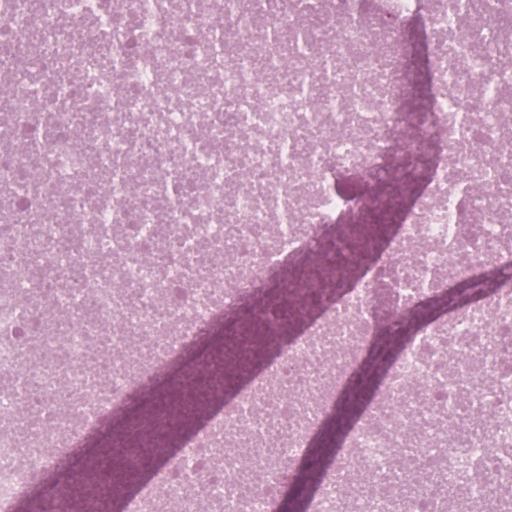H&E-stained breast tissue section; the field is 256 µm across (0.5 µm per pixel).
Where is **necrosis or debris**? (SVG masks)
<instances>
[{
  "mask_svg": "<svg viewBox=\"0 0 512 512\" xmlns=\"http://www.w3.org/2000/svg\"><path fill=\"white\" fill-rule=\"evenodd\" d=\"M241 2L0 0V512L242 296L314 290L294 274L374 210L367 180L420 160L394 236L121 509L273 512L373 339L457 282L479 302L404 345L307 512H439L426 471L456 512L511 499L512 273L483 272L512 261V0Z\"/></svg>",
  "mask_w": 512,
  "mask_h": 512,
  "instance_id": "4bbe7bcc",
  "label": "necrosis or debris"
}]
</instances>
